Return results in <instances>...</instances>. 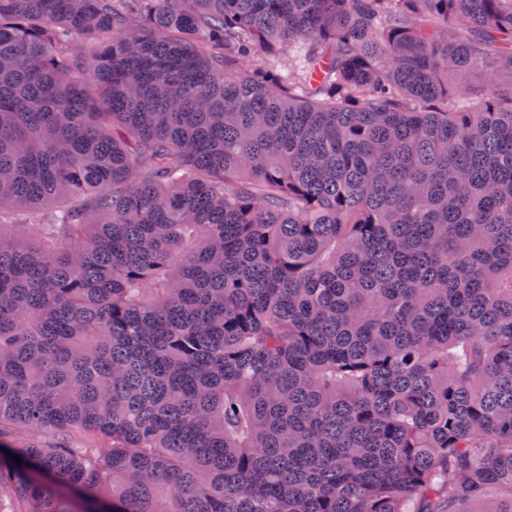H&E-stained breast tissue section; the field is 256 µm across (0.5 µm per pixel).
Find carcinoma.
Listing matches in <instances>:
<instances>
[{"label":"carcinoma","mask_w":512,"mask_h":512,"mask_svg":"<svg viewBox=\"0 0 512 512\" xmlns=\"http://www.w3.org/2000/svg\"><path fill=\"white\" fill-rule=\"evenodd\" d=\"M4 501L512 512V0H0Z\"/></svg>","instance_id":"1"}]
</instances>
